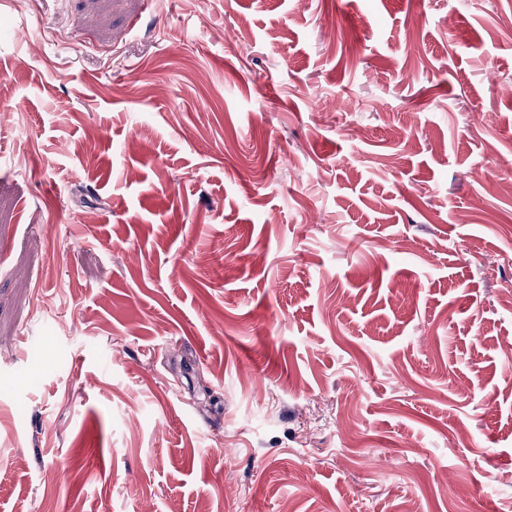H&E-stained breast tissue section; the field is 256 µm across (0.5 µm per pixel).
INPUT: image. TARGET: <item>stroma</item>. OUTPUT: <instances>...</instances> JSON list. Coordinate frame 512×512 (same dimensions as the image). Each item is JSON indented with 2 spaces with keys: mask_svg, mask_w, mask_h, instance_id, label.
Listing matches in <instances>:
<instances>
[{
  "mask_svg": "<svg viewBox=\"0 0 512 512\" xmlns=\"http://www.w3.org/2000/svg\"><path fill=\"white\" fill-rule=\"evenodd\" d=\"M0 512H512V0H0Z\"/></svg>",
  "mask_w": 512,
  "mask_h": 512,
  "instance_id": "obj_1",
  "label": "stroma"
}]
</instances>
